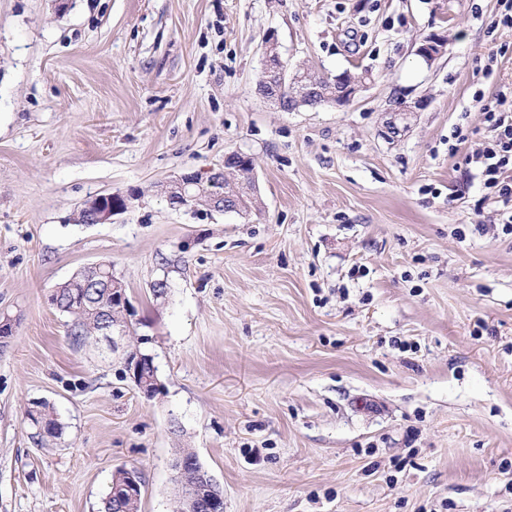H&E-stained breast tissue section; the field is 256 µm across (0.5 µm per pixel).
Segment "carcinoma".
I'll list each match as a JSON object with an SVG mask.
<instances>
[{
  "label": "carcinoma",
  "instance_id": "carcinoma-1",
  "mask_svg": "<svg viewBox=\"0 0 512 512\" xmlns=\"http://www.w3.org/2000/svg\"><path fill=\"white\" fill-rule=\"evenodd\" d=\"M223 191V185L217 181L204 182L198 187L194 201L211 204L212 197ZM57 308L60 312L73 317L71 337L80 344L88 339L104 334L105 328L126 327L124 309L112 304V295L107 282L99 279L87 269L57 286ZM33 425L41 426L34 436L56 437L61 433L62 425L55 417L50 405L41 402L26 412ZM183 460L185 472L174 478L177 491V503L195 492V487L203 484L201 470L203 466L196 454L186 449L178 453ZM125 483V470L120 468L112 476L106 496L102 500L101 512H138L139 500L129 497L125 491L117 488Z\"/></svg>",
  "mask_w": 512,
  "mask_h": 512
}]
</instances>
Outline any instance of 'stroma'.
<instances>
[{
  "label": "stroma",
  "instance_id": "1",
  "mask_svg": "<svg viewBox=\"0 0 512 512\" xmlns=\"http://www.w3.org/2000/svg\"><path fill=\"white\" fill-rule=\"evenodd\" d=\"M498 9L0 0V512H99L119 468L140 512H175L181 448L224 512H512V235L465 163L475 92L512 83ZM270 36L289 67L360 90L281 111L257 92ZM233 152L255 160L256 208L169 205L172 180ZM105 193L127 208L78 223ZM102 260L131 328L79 346L49 296ZM37 401L59 437L33 440ZM150 359L151 362L145 363L144 365L142 364V358L138 355L134 358H131V356H129L126 360V368L127 371L129 372V376L135 382L140 393L147 397L152 396V394H154V391L159 386L155 376L147 377L142 375V368L144 369L146 374L151 376L154 375V370H156L157 375V369L153 362L154 359L152 357ZM153 366L155 368H153Z\"/></svg>",
  "mask_w": 512,
  "mask_h": 512
}]
</instances>
